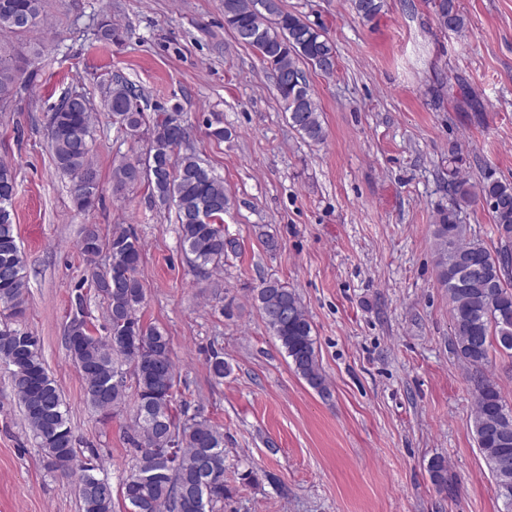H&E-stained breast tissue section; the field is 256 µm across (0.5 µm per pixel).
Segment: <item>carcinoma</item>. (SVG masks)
I'll use <instances>...</instances> for the list:
<instances>
[{"label":"carcinoma","instance_id":"1","mask_svg":"<svg viewBox=\"0 0 512 512\" xmlns=\"http://www.w3.org/2000/svg\"><path fill=\"white\" fill-rule=\"evenodd\" d=\"M0 6V30L23 33L16 16L31 14L40 21L43 0H7ZM356 14L369 22L379 15L385 0H352ZM440 27L461 32L466 18L458 0H438ZM224 25L233 33H250L243 45L255 50L272 71L288 124L304 139L321 143L326 129L319 103L303 66L325 75L336 71V49L321 29L282 9L280 0H224ZM18 70L0 64V92L16 87ZM104 106L112 123L138 129L143 112L133 86L117 78L104 93ZM95 117L91 108L59 106L48 126L55 168L71 178L75 206L86 211L98 195L100 174L90 151ZM115 191L146 183L151 195L175 205L182 250L194 267L224 265L233 241L224 237V213L231 197L224 180L215 176L191 146L189 132L171 128L157 117L150 127L143 157L120 162L112 170ZM13 168L0 163V307L22 312L28 290L26 266L8 205L15 192ZM450 191L457 205L476 196L489 204L497 234L490 249L458 224L454 213L440 216L434 229L435 267L439 284L448 292L453 325V349L475 370L471 377L475 408L469 419L486 466L495 480L504 512H512V407L497 385L484 374L490 352L512 356V181L494 180L474 189L455 177ZM81 252L93 258L108 254V264L95 271L91 286L106 303L107 334H94L88 321L85 295L75 294L71 323L78 324L74 338L65 340L73 363L85 382L87 400L105 418L130 401L134 433V464L121 484L128 512H222L224 483V433L189 406L175 405L178 375L170 341L158 327L145 324L137 311L145 289L138 277L143 249L138 239L123 229L100 235L85 227ZM254 300L268 330L281 343L294 370L320 395L329 394L320 365L309 315L295 289L278 280H264L254 289ZM0 361L8 365L23 419L52 470L74 476L81 512H113L112 484L100 476L101 465L91 456L77 462L78 450L60 391L51 378L37 337L8 324L0 327ZM129 370H124V367ZM129 374L127 384H113L117 374ZM177 445L172 460L152 452ZM433 483L454 492L442 457L429 465Z\"/></svg>","mask_w":512,"mask_h":512}]
</instances>
